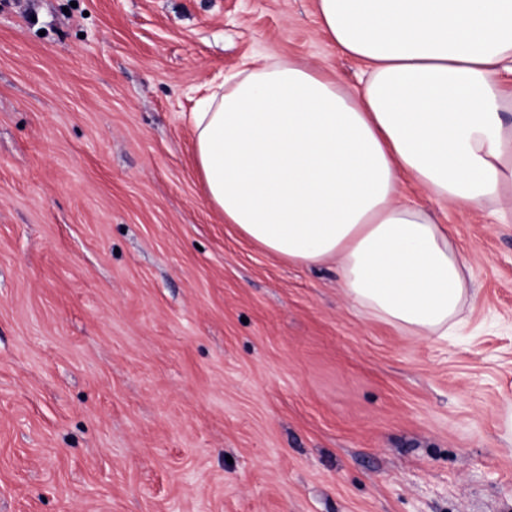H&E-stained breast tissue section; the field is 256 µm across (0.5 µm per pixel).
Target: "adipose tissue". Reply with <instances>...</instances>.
Here are the masks:
<instances>
[{
	"label": "adipose tissue",
	"instance_id": "ef3b65f1",
	"mask_svg": "<svg viewBox=\"0 0 512 512\" xmlns=\"http://www.w3.org/2000/svg\"><path fill=\"white\" fill-rule=\"evenodd\" d=\"M367 79L297 61L238 72L192 115L203 193L225 223L293 264L335 263L373 317L444 336L470 267L447 225L401 199L512 212V0H315Z\"/></svg>",
	"mask_w": 512,
	"mask_h": 512
}]
</instances>
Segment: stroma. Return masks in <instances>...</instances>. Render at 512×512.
<instances>
[{"label": "stroma", "mask_w": 512, "mask_h": 512, "mask_svg": "<svg viewBox=\"0 0 512 512\" xmlns=\"http://www.w3.org/2000/svg\"><path fill=\"white\" fill-rule=\"evenodd\" d=\"M315 0H0V512H512V223L413 336L205 203L190 114Z\"/></svg>", "instance_id": "obj_1"}]
</instances>
